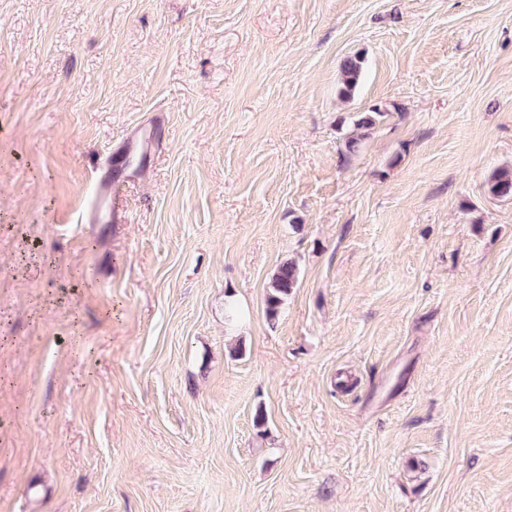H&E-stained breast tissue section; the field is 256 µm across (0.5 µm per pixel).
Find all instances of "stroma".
<instances>
[{"instance_id":"obj_1","label":"stroma","mask_w":512,"mask_h":512,"mask_svg":"<svg viewBox=\"0 0 512 512\" xmlns=\"http://www.w3.org/2000/svg\"><path fill=\"white\" fill-rule=\"evenodd\" d=\"M503 166L512 0H0V512H512ZM365 71V57L362 53L346 57L340 66L338 95L350 99L359 88ZM115 166L116 175L96 178L87 211L82 217V223L102 224L108 222L112 224V219H115L117 200L120 198L121 188L128 178L121 173L118 165ZM489 192L497 198H512V169L496 170L489 180ZM299 279L298 267L292 261L285 260L277 267L270 283V293L267 298V315L275 317L283 304L284 299L293 288H296Z\"/></svg>"}]
</instances>
